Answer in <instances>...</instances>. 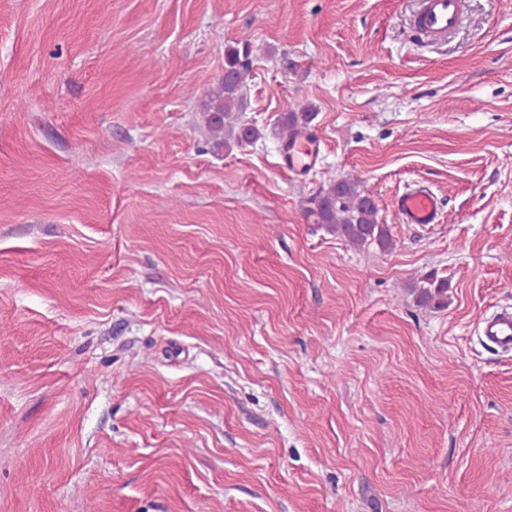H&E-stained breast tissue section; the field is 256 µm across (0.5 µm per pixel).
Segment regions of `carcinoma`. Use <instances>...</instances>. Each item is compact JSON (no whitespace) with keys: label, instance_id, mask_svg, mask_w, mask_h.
Here are the masks:
<instances>
[{"label":"carcinoma","instance_id":"1","mask_svg":"<svg viewBox=\"0 0 512 512\" xmlns=\"http://www.w3.org/2000/svg\"><path fill=\"white\" fill-rule=\"evenodd\" d=\"M243 48L229 46L224 51V78L204 102L205 123L217 150L241 146L259 136V131L243 123L246 98L243 87L249 71L250 41L243 39ZM315 113L304 106L280 114L277 124L281 136L307 126ZM313 222L348 243L362 247L376 243L383 250L394 247L390 227L379 219V209L371 193L358 181L343 178L320 191L314 208L308 211ZM417 304L433 309L448 306V279L429 274L417 288Z\"/></svg>","mask_w":512,"mask_h":512}]
</instances>
